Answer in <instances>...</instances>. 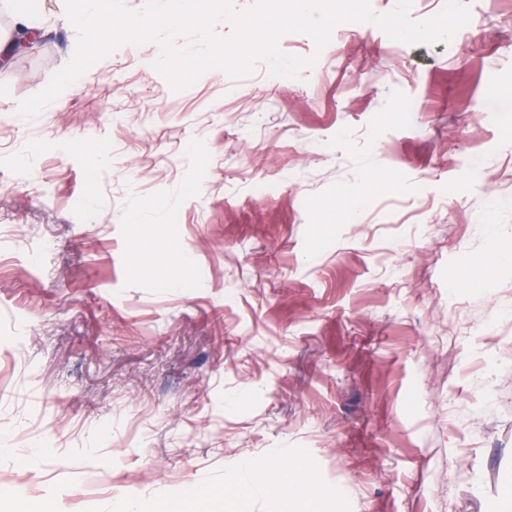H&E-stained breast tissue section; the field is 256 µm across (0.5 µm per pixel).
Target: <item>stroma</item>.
I'll list each match as a JSON object with an SVG mask.
<instances>
[{"mask_svg": "<svg viewBox=\"0 0 512 512\" xmlns=\"http://www.w3.org/2000/svg\"><path fill=\"white\" fill-rule=\"evenodd\" d=\"M465 2L447 42L282 35L297 79L177 91L127 44L22 122L78 37L46 13L0 69V512L512 493V0ZM248 462L312 497L239 498Z\"/></svg>", "mask_w": 512, "mask_h": 512, "instance_id": "35a3bbf8", "label": "stroma"}]
</instances>
